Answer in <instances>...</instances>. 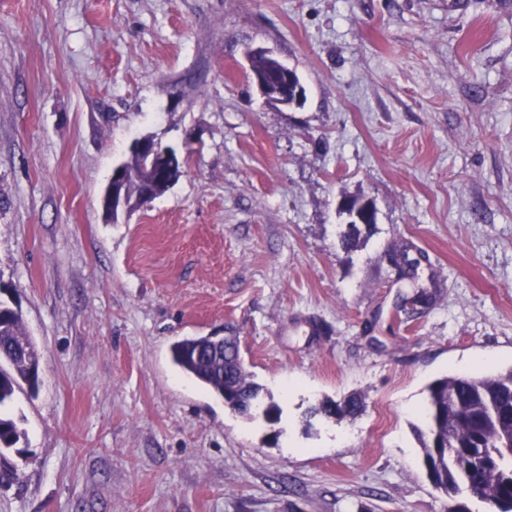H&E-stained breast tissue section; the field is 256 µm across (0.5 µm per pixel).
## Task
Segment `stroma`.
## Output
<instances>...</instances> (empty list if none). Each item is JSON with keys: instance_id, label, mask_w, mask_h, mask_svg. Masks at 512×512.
I'll use <instances>...</instances> for the list:
<instances>
[{"instance_id": "1", "label": "stroma", "mask_w": 512, "mask_h": 512, "mask_svg": "<svg viewBox=\"0 0 512 512\" xmlns=\"http://www.w3.org/2000/svg\"><path fill=\"white\" fill-rule=\"evenodd\" d=\"M254 47L301 105L266 104ZM148 135L182 173L111 220ZM346 196L377 209L349 253ZM407 243L441 291L406 322ZM0 284L41 366L0 512H445L426 387L512 366V0H0ZM227 327L277 421L172 364ZM360 408L361 401L357 396L350 397L343 404L324 400L310 408L309 417L320 415L325 418H334L337 421L345 418L354 419L359 414Z\"/></svg>"}]
</instances>
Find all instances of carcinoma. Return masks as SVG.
<instances>
[{
  "label": "carcinoma",
  "instance_id": "1",
  "mask_svg": "<svg viewBox=\"0 0 512 512\" xmlns=\"http://www.w3.org/2000/svg\"><path fill=\"white\" fill-rule=\"evenodd\" d=\"M127 179L128 208L150 203L143 195L145 184L156 177L139 156L122 163ZM361 230L348 224L340 235L342 247H358ZM171 360L184 375L224 399L233 412L251 418L263 404V386L246 370L239 352L238 337L224 336L217 345L207 336L186 337L173 343ZM39 357L27 336L21 314L0 302V409L6 407L17 389H38ZM420 412L421 425L414 432L423 462L433 475L434 489L446 499V512H455L454 495L460 489L501 512H512V367L497 374H464L440 377L428 388ZM361 408L358 397L344 403L324 400L310 408L318 415L340 421L355 418ZM25 437L19 424L0 413V462L5 453L25 450L18 444Z\"/></svg>",
  "mask_w": 512,
  "mask_h": 512
}]
</instances>
